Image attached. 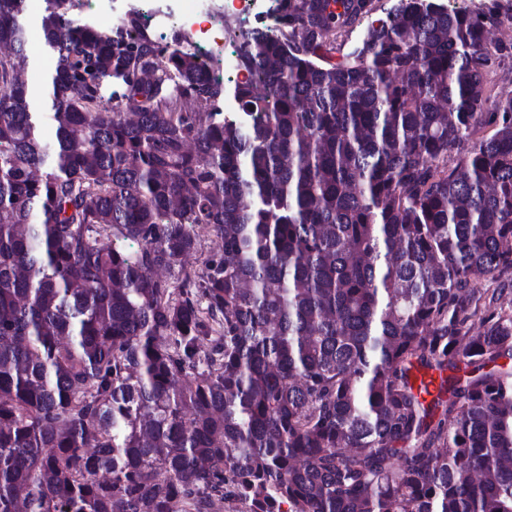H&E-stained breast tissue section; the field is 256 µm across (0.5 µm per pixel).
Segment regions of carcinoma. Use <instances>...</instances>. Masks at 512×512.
Segmentation results:
<instances>
[{
	"instance_id": "1",
	"label": "carcinoma",
	"mask_w": 512,
	"mask_h": 512,
	"mask_svg": "<svg viewBox=\"0 0 512 512\" xmlns=\"http://www.w3.org/2000/svg\"><path fill=\"white\" fill-rule=\"evenodd\" d=\"M281 2L229 91L45 0L35 92L0 0V512H512L500 5ZM395 0H376L375 11L369 19H365L361 25L354 27L336 41V51L333 54V61H342L356 46H358L367 30V27L378 19L386 18L387 14L395 5Z\"/></svg>"
}]
</instances>
